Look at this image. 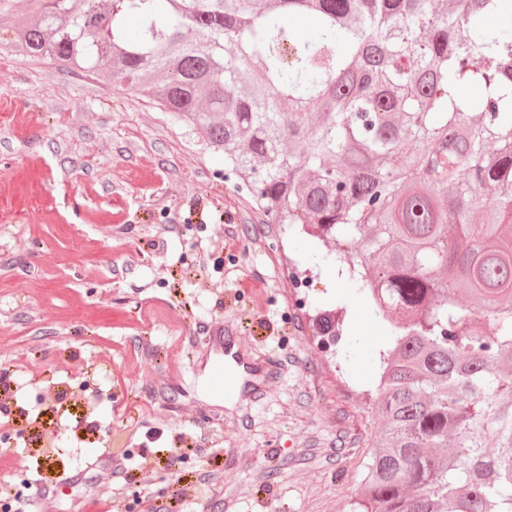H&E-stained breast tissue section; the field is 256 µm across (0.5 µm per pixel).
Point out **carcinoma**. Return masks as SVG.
Masks as SVG:
<instances>
[{
    "label": "carcinoma",
    "instance_id": "obj_1",
    "mask_svg": "<svg viewBox=\"0 0 512 512\" xmlns=\"http://www.w3.org/2000/svg\"><path fill=\"white\" fill-rule=\"evenodd\" d=\"M12 44L147 87L388 324L349 512H512V26L499 0H36ZM302 15L316 26L302 35ZM473 87L477 95L458 90Z\"/></svg>",
    "mask_w": 512,
    "mask_h": 512
}]
</instances>
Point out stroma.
Here are the masks:
<instances>
[{
    "instance_id": "obj_1",
    "label": "stroma",
    "mask_w": 512,
    "mask_h": 512,
    "mask_svg": "<svg viewBox=\"0 0 512 512\" xmlns=\"http://www.w3.org/2000/svg\"><path fill=\"white\" fill-rule=\"evenodd\" d=\"M290 259L308 275L297 294ZM335 272L314 242L265 223L223 156L149 91L1 52L0 370L23 385L11 422L28 445L0 456L12 489L0 512H27L41 480L54 490L41 512H67L79 492L67 478L92 446L155 473L120 496L92 485L88 512H201L174 500L175 471L193 482L213 472L207 504L222 512H348L380 426L390 333L355 291L339 341L313 349L314 308L336 304ZM242 277L250 287L236 288ZM244 313L255 323L241 349L277 359L282 375L255 403L217 407L189 361L208 328ZM107 411L124 430L106 432ZM181 431L201 434V452H173Z\"/></svg>"
}]
</instances>
